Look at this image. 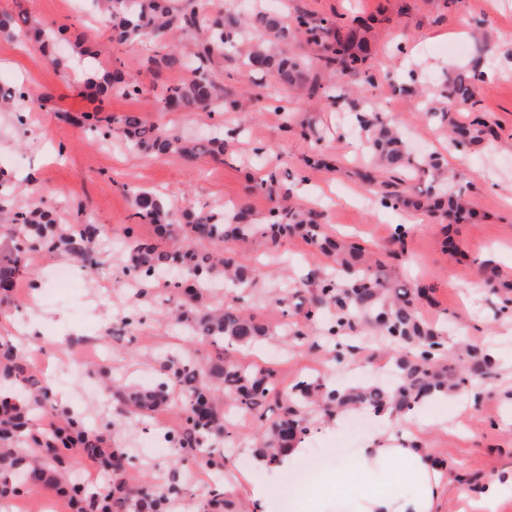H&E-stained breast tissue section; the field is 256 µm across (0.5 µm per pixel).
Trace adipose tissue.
I'll list each match as a JSON object with an SVG mask.
<instances>
[{
    "label": "adipose tissue",
    "instance_id": "ef3b65f1",
    "mask_svg": "<svg viewBox=\"0 0 512 512\" xmlns=\"http://www.w3.org/2000/svg\"><path fill=\"white\" fill-rule=\"evenodd\" d=\"M399 427L405 438H396ZM432 427L415 411L372 415L359 447L310 472L288 497L273 498L264 481H253V512H439L446 471L421 442Z\"/></svg>",
    "mask_w": 512,
    "mask_h": 512
}]
</instances>
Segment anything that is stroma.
<instances>
[{"instance_id": "obj_1", "label": "stroma", "mask_w": 512, "mask_h": 512, "mask_svg": "<svg viewBox=\"0 0 512 512\" xmlns=\"http://www.w3.org/2000/svg\"><path fill=\"white\" fill-rule=\"evenodd\" d=\"M281 16L304 11L342 27L367 22L369 58L358 73L341 75L325 68L305 43L290 51L307 59L305 75L317 85L315 93L283 92L268 79L250 74L234 63L213 70L226 101L222 112H162L157 94L162 84L186 79V72L151 70L153 48L138 43L113 48L99 18L85 0H0L8 11L56 28H67L102 57H120L129 82L144 93L136 99L105 97L88 88L92 71L82 58L65 54L67 71H60L39 44L21 36L0 34V85L26 89L32 96L50 92L52 107L40 108L30 123L17 122L14 113L0 112V168L12 176L10 194L0 207V227L10 228L15 211L35 206L52 210L59 223H92L105 228L97 267L110 270L104 284L93 270L70 263L68 257L37 253L29 263L39 275L37 307L25 300V285L12 293L10 316L15 325L34 324L44 335L62 339L59 355L49 356L54 395L67 396L87 424L109 429L112 444L130 457L131 485L168 478L171 469L199 471L200 480L184 487L175 512H200L219 473L201 460L175 461L173 452L158 441L159 433L178 427L184 407L173 401L141 419L119 415L114 386L143 385L160 375L157 357L183 346L181 326L164 320L159 304L166 297L156 288L154 300H141L125 270V251L118 243L130 223L129 197L137 189L161 191L174 210L244 204L255 222L265 221L273 202L256 187L264 174L277 173L300 208H315L326 234L360 242L386 264L391 274L408 284L434 286V300L421 307L429 322L448 324L454 331L448 352L465 357L472 346L494 349V372L470 381L472 399L464 413L448 401L432 400L421 407L427 419L460 415L463 432L435 431L426 436L427 448L450 465L448 494L441 512H470L468 501L504 469L512 467V408L503 402L511 384L505 368L512 363V322L501 315V297L488 294L482 279L496 273L512 279V0H281ZM479 66L493 75L476 106L451 110L452 119L469 122L472 113L494 124L493 140L453 142L447 124L428 120L424 99L443 100L446 86L458 70ZM89 112L111 117L109 135L89 131L73 121ZM360 112L387 120L400 117L405 140L417 157H437L449 167L464 170L463 191L478 214L476 221L443 231L439 219L427 211L392 209L381 205L387 191L408 190L419 195L431 183L429 172L413 168L397 173L391 187L369 184L359 142L362 133L355 116ZM188 137L218 132L232 139L223 160L157 157L128 148L122 133L125 114ZM407 233L396 243L394 230ZM452 236L456 253L445 252L442 241ZM241 262L258 275L251 297L243 302L257 321L275 327L283 322L275 294L301 284L311 272L328 266L326 256L301 238L272 244L254 238L234 245ZM71 265L76 281L55 279L53 269ZM96 267V268H97ZM141 324L121 331L113 325L131 313ZM319 324L308 329V343L289 348L284 337L270 336L254 349L235 352L245 366L274 371L282 390H289L313 366L331 382L346 379L357 368L365 380L383 378L394 365V354L367 345L356 353L352 367L336 361V349L320 339ZM108 342L111 357L94 362L87 341ZM317 429L308 441V469L327 468L340 448H354L368 429L350 413L342 427L313 414ZM0 512H71L67 500L42 483L29 484L14 499L0 502Z\"/></svg>"}]
</instances>
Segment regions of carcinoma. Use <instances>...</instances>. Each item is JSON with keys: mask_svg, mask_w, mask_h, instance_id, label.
Masks as SVG:
<instances>
[{"mask_svg": "<svg viewBox=\"0 0 512 512\" xmlns=\"http://www.w3.org/2000/svg\"><path fill=\"white\" fill-rule=\"evenodd\" d=\"M93 4L113 43L129 45L150 36L158 47L156 54L148 58L150 64L192 70V77L160 89L158 102L168 111H224V100L218 96L210 68L215 64L222 67L226 60L268 75L283 88L300 85L301 60L288 55L284 48L300 34L310 35L316 45L320 35H334L336 48L321 58L327 65L356 72L365 61L361 51L366 40L357 31L344 32L325 19L317 23L306 13L288 23L274 14L258 11L244 25L231 15H206L180 6L175 0H93ZM25 36L46 48L55 40V32L50 28L32 27ZM90 83L102 95L134 97L141 92L125 79L117 65L96 70ZM479 90L476 73L460 72L448 85L446 98L474 105ZM427 115L449 121L452 134L461 141L477 135L495 136L482 115L474 116L467 125L455 124L448 113L435 107L428 108ZM124 125L133 148L157 156L191 159L207 155L222 161L229 148L222 134L206 140L189 139L149 124L136 114L125 116ZM365 150L370 163L381 169L414 166L405 141L390 125L379 124L378 131L366 138ZM419 168L435 172L439 179L428 188L420 204L440 213L451 224L472 219L468 200L456 188L457 175L447 174L443 163L435 158L422 159ZM130 205L140 223L152 225L156 236L170 240L171 244L165 246L142 238L133 228H126L128 274L137 280L138 294L146 296L150 294L148 285L159 284L157 275L180 271L176 289L189 297L184 306L192 309L191 314L182 317L188 335L203 336L222 349L249 347L268 335L267 325L237 306L195 307L200 282L222 275L231 287L243 292L255 283L256 274L236 260L228 244L257 236L276 242L289 234H298L324 253L332 261L333 269L314 274L291 297L276 299L283 316H288L291 308L303 311L305 319L312 321L323 308L333 307L336 317L324 323L322 329L325 340L345 337L358 325L367 323L376 328L387 346L417 349L415 356L403 353L397 359L398 375L390 386L366 382L325 393L320 392L322 384L311 378H302L290 391L283 392L269 369H251L222 357L200 363L188 353L168 352L159 360L163 379L157 385L129 395L119 392L117 399L122 404L121 415L143 416L167 401L170 386L177 385L186 401L185 416L179 429L167 434V441L182 456H200L219 469L228 464L226 458L217 459L209 452V443L215 439L232 443L231 435L224 429V410L218 406L221 398L253 419L259 430L255 453L272 463L282 450L307 434V409L313 403L323 405L328 416L341 408L374 413L411 411L472 376L490 373L492 361L479 349L469 350L461 365L448 362L444 332L419 315L418 303L430 299L431 287H408L393 279L383 263L366 257L360 244L325 236L317 214L288 206L285 196L270 211L266 224L250 223L248 208L243 205L232 212L189 207L182 211L178 221L159 194L144 189L130 196ZM12 223L21 226L22 235L12 239V246L0 249V303L9 298L23 279L30 288L37 286L35 272L25 264V259L34 253L55 252L94 264L101 237L98 225L63 227L49 211L39 207L14 212ZM193 240L206 241L212 249L193 247ZM485 286L503 295L505 302H512V282L491 278ZM0 382V496L16 492L14 476L23 470L32 480L48 484L71 499L79 505L80 512H168L170 501L179 496V485L127 488L124 450L114 448L112 453H105L103 436L87 427L79 429L69 414H58L48 406L47 385L28 372L16 346L8 341L0 342ZM272 401L279 404L281 414L269 423L265 411ZM33 409L54 418V427L41 432L30 426ZM76 449L112 471L111 491L88 496L80 487L63 483L62 475L72 463L70 451Z\"/></svg>", "mask_w": 512, "mask_h": 512, "instance_id": "obj_1", "label": "carcinoma"}]
</instances>
